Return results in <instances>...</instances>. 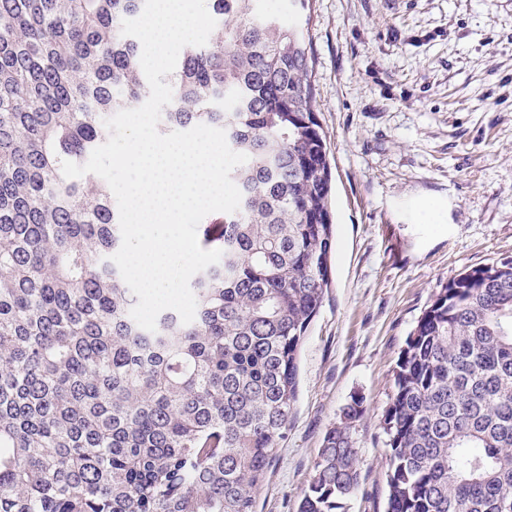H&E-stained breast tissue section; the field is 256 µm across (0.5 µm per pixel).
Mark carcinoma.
<instances>
[{
  "mask_svg": "<svg viewBox=\"0 0 512 512\" xmlns=\"http://www.w3.org/2000/svg\"><path fill=\"white\" fill-rule=\"evenodd\" d=\"M145 0H0V512H255L298 397V357L335 248L331 172L300 15L210 0L217 22L170 74L161 129L222 128L249 156L235 213L198 241L195 319L149 332L109 257L108 185L66 178L104 119L150 93ZM329 428L299 512L359 482L352 423ZM386 512H512V259L450 278L394 369Z\"/></svg>",
  "mask_w": 512,
  "mask_h": 512,
  "instance_id": "obj_1",
  "label": "carcinoma"
}]
</instances>
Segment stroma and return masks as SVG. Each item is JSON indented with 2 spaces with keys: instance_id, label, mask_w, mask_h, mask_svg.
I'll return each mask as SVG.
<instances>
[{
  "instance_id": "stroma-1",
  "label": "stroma",
  "mask_w": 512,
  "mask_h": 512,
  "mask_svg": "<svg viewBox=\"0 0 512 512\" xmlns=\"http://www.w3.org/2000/svg\"><path fill=\"white\" fill-rule=\"evenodd\" d=\"M335 248L298 400L256 512H298L326 431L360 399L359 486L385 512L393 369L436 288L512 259V0H312Z\"/></svg>"
}]
</instances>
